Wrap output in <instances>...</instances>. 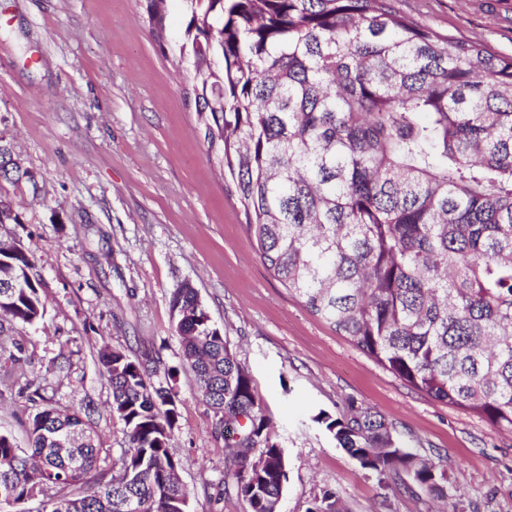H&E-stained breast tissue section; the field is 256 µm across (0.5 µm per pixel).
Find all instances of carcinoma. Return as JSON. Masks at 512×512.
I'll list each match as a JSON object with an SVG mask.
<instances>
[{
  "mask_svg": "<svg viewBox=\"0 0 512 512\" xmlns=\"http://www.w3.org/2000/svg\"><path fill=\"white\" fill-rule=\"evenodd\" d=\"M166 0H147L163 31ZM197 115L243 207L263 266L305 308L440 403L512 432V57L441 35L393 0H182ZM0 314L44 317L34 264L0 241ZM183 365L238 440L224 487L248 512H276L288 458L248 368L196 289L171 296ZM99 361L127 448L99 468L91 416L48 405L28 447L0 433V512H187L170 451L180 400L148 367L104 347ZM337 447L385 489L410 481L465 505L440 463L421 458L369 410L324 411ZM308 512H346L326 490Z\"/></svg>",
  "mask_w": 512,
  "mask_h": 512,
  "instance_id": "cac0c4a2",
  "label": "carcinoma"
}]
</instances>
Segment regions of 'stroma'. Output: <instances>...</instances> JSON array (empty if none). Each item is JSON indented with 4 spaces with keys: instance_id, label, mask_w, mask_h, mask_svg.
<instances>
[{
    "instance_id": "stroma-1",
    "label": "stroma",
    "mask_w": 512,
    "mask_h": 512,
    "mask_svg": "<svg viewBox=\"0 0 512 512\" xmlns=\"http://www.w3.org/2000/svg\"><path fill=\"white\" fill-rule=\"evenodd\" d=\"M145 0H0V198L17 222L0 240L35 263L42 320L0 334V432L25 445L46 404L90 410L107 462L127 445L111 412L98 353L140 358L173 387L172 451L190 512H246L224 488L229 453L213 412L183 370L171 295L198 292L212 323L247 366L285 448L279 512H308L323 491L347 512H434L413 489L385 494L317 423L367 408L423 458L448 466L468 512H512V433L407 386L308 312L263 266L243 211L210 157L192 75L177 70L186 17L167 0L166 47ZM444 35L512 56V0H396ZM23 346L21 361L11 358Z\"/></svg>"
}]
</instances>
